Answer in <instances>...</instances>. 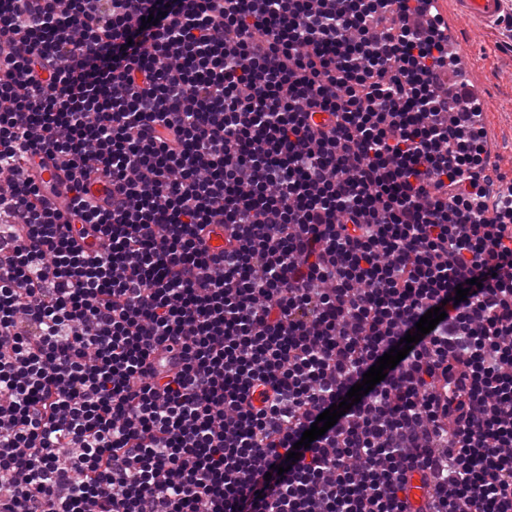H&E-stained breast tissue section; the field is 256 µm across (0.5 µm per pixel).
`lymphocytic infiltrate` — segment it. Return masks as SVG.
<instances>
[{
	"label": "lymphocytic infiltrate",
	"instance_id": "f902f5d3",
	"mask_svg": "<svg viewBox=\"0 0 512 512\" xmlns=\"http://www.w3.org/2000/svg\"><path fill=\"white\" fill-rule=\"evenodd\" d=\"M427 5L0 0V512H512V196ZM65 179V165L60 159H45L43 166L38 169V182H40L44 196L52 206L64 210L67 206L66 196L60 192L61 184Z\"/></svg>",
	"mask_w": 512,
	"mask_h": 512
}]
</instances>
